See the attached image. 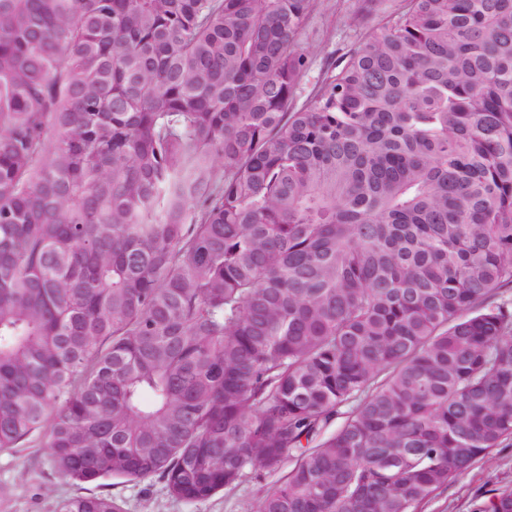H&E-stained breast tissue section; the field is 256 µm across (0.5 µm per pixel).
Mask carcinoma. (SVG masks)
<instances>
[{"mask_svg": "<svg viewBox=\"0 0 512 512\" xmlns=\"http://www.w3.org/2000/svg\"><path fill=\"white\" fill-rule=\"evenodd\" d=\"M316 2L0 0V453L416 512L512 441V0H404L297 107Z\"/></svg>", "mask_w": 512, "mask_h": 512, "instance_id": "carcinoma-1", "label": "carcinoma"}]
</instances>
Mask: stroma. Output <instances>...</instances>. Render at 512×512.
<instances>
[{
    "label": "stroma",
    "instance_id": "obj_1",
    "mask_svg": "<svg viewBox=\"0 0 512 512\" xmlns=\"http://www.w3.org/2000/svg\"><path fill=\"white\" fill-rule=\"evenodd\" d=\"M400 0H319L299 36L312 47L308 65L295 91L296 106L315 97L335 61L345 56ZM277 475L250 479L202 503L171 499L161 481L101 487L73 486L50 468L43 449L23 448L0 454V512H55L62 499L74 495L105 494L122 500L125 512H255L262 495ZM512 487V444L494 449L453 481L448 489L425 503L421 512H471L476 499L496 488Z\"/></svg>",
    "mask_w": 512,
    "mask_h": 512
}]
</instances>
